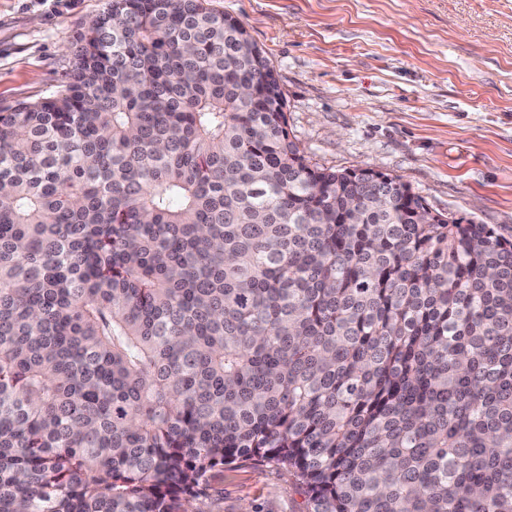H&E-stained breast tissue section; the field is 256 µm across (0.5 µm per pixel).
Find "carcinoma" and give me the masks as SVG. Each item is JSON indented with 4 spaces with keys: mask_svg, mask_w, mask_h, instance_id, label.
I'll return each instance as SVG.
<instances>
[{
    "mask_svg": "<svg viewBox=\"0 0 512 512\" xmlns=\"http://www.w3.org/2000/svg\"><path fill=\"white\" fill-rule=\"evenodd\" d=\"M209 0H108L0 110V512H512V240L323 168ZM193 508L196 512H306V501L288 471L240 461L212 471Z\"/></svg>",
    "mask_w": 512,
    "mask_h": 512,
    "instance_id": "carcinoma-1",
    "label": "carcinoma"
}]
</instances>
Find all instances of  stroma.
Returning a JSON list of instances; mask_svg holds the SVG:
<instances>
[{
  "label": "stroma",
  "instance_id": "stroma-1",
  "mask_svg": "<svg viewBox=\"0 0 512 512\" xmlns=\"http://www.w3.org/2000/svg\"><path fill=\"white\" fill-rule=\"evenodd\" d=\"M0 0V109L61 89L107 0ZM278 75L310 161L401 178L512 239V0H210ZM195 512H306L288 471L211 472Z\"/></svg>",
  "mask_w": 512,
  "mask_h": 512
}]
</instances>
